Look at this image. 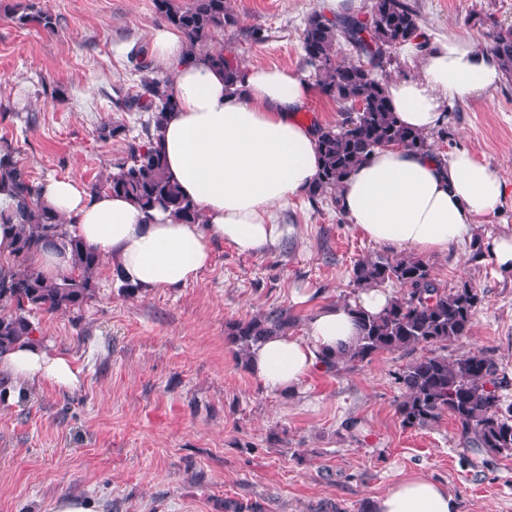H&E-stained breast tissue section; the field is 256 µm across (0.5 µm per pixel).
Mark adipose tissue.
Wrapping results in <instances>:
<instances>
[{
    "label": "adipose tissue",
    "instance_id": "obj_1",
    "mask_svg": "<svg viewBox=\"0 0 512 512\" xmlns=\"http://www.w3.org/2000/svg\"><path fill=\"white\" fill-rule=\"evenodd\" d=\"M417 42L402 53L419 58L420 74L388 88L399 121L423 133L445 122L450 104L494 90L502 72L469 38L451 33ZM150 56L171 74L177 102L166 112L157 146L183 195L203 221L183 224L169 213L145 220L129 199L91 195L70 177L54 178L42 195L68 221V232L111 262L142 290L179 288L209 265L214 242L243 254L274 246L285 232L280 222L290 201L305 192L319 167L318 124L302 120L314 84L305 73L253 64L237 88L224 84L201 55L188 54L181 33L163 25L153 30ZM504 177L469 150L442 156L401 146L378 149L352 170L338 196L341 211L373 242L416 255L447 253L471 237L476 220L493 222L506 195ZM390 294L361 291L353 304L320 309L304 335H273L253 346L248 368L267 391H299L322 355L351 345L357 328L351 313H380ZM9 375L7 398L19 400L45 379L69 390L78 372L41 341H22L0 354ZM371 512H459L447 488L422 474L392 483L370 501Z\"/></svg>",
    "mask_w": 512,
    "mask_h": 512
}]
</instances>
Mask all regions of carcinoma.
<instances>
[{"label": "carcinoma", "mask_w": 512, "mask_h": 512, "mask_svg": "<svg viewBox=\"0 0 512 512\" xmlns=\"http://www.w3.org/2000/svg\"><path fill=\"white\" fill-rule=\"evenodd\" d=\"M162 22L180 32L188 51L201 46L225 27L236 24L227 0H153ZM21 27L36 25L53 32L59 18L53 13L24 8L14 14ZM421 35L419 15L410 0H372L367 18H329L314 11L303 33V51L309 78L326 98L340 107L341 122L318 129L321 166L308 196L315 201L337 192L354 167L377 149L402 145L428 150V136L399 123L388 99L382 73L391 64V53ZM351 47L358 61H340L336 43ZM488 52L498 60L502 74L512 79V29L493 34ZM210 63L224 71L227 88L243 78L238 59L224 50L208 52ZM134 71L140 74L139 90L117 101L123 112L143 117L142 137L128 144L125 157L112 172L89 187L92 195L110 192L130 198L152 219L159 209L185 224L202 223L197 205L184 197L166 175L165 161L155 147L160 139L164 112L173 108L169 78L154 74L144 51L131 52ZM363 109L355 110L356 103ZM0 187L16 201L3 216L18 227L10 263L0 265V351L31 339L37 331L31 321L36 313L57 314L79 310L96 296L94 273L103 259L83 242L68 234L65 219L42 200L43 186L30 179L8 146L0 148ZM62 245L73 255L71 270L57 279L46 278L36 258ZM358 289L395 283L402 292L391 297L376 315L353 310L358 336L354 346L322 360L324 371L339 373L369 363L384 352H412L419 347L446 346L470 335L481 296L464 283L457 288L442 285L429 264L419 257L370 255L352 269ZM298 322L288 309L272 307L248 320L226 326L225 339L247 363L252 346L271 334H286ZM402 395L396 412L405 428H423L447 414L457 426L465 448L494 459L512 456V401L501 394L499 365L485 350L463 353L453 359L427 353L410 361L397 377ZM224 512H265L258 501L224 500Z\"/></svg>", "instance_id": "carcinoma-1"}]
</instances>
